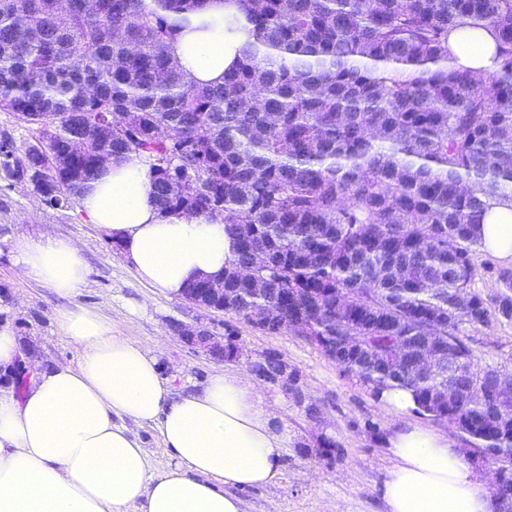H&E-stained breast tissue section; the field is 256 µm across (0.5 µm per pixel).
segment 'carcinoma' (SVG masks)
Listing matches in <instances>:
<instances>
[{"label": "carcinoma", "mask_w": 512, "mask_h": 512, "mask_svg": "<svg viewBox=\"0 0 512 512\" xmlns=\"http://www.w3.org/2000/svg\"><path fill=\"white\" fill-rule=\"evenodd\" d=\"M210 0H0V109L44 136L29 168L4 171L60 205L99 169L98 155H135L168 214L254 224L273 256L264 293L237 289L229 311L281 301L313 336H361L381 354H412L425 336L443 351L423 376L336 350L374 397L416 392L419 413L447 421L497 466L493 495L512 499V398L487 403L512 372L480 367L459 324L512 319V271L494 303L472 290L477 229L491 191L512 195V0H241L233 31L251 27L221 86L186 79L171 43ZM490 28L493 72L449 48L459 29ZM86 57L76 71L71 60ZM112 138H99V126ZM79 137L81 152L51 155ZM172 154L174 166L156 160ZM386 323L365 328L369 311Z\"/></svg>", "instance_id": "carcinoma-1"}]
</instances>
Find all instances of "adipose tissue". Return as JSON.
Wrapping results in <instances>:
<instances>
[{
	"instance_id": "1",
	"label": "adipose tissue",
	"mask_w": 512,
	"mask_h": 512,
	"mask_svg": "<svg viewBox=\"0 0 512 512\" xmlns=\"http://www.w3.org/2000/svg\"><path fill=\"white\" fill-rule=\"evenodd\" d=\"M240 13L239 0H212L176 35L172 54L188 80L223 83L252 38L244 28L224 29L225 18ZM449 45L461 65L495 70L491 30L452 33ZM79 203L90 223L111 232L137 278L167 296L223 276L236 256L222 221L159 209L139 158L104 164ZM479 235L481 250L512 263V197L493 201ZM12 254L27 278L58 297L87 281L75 239L17 240ZM56 322L82 357L36 367L24 393L0 389V512H245L236 489L278 477L282 441L248 378L227 371L176 398L151 349L116 336V316L77 306ZM380 402L401 419L387 438L396 464L380 488L385 512H495L462 448L411 421L413 389H385ZM142 422L155 424L176 460L164 474L139 444L133 426Z\"/></svg>"
}]
</instances>
